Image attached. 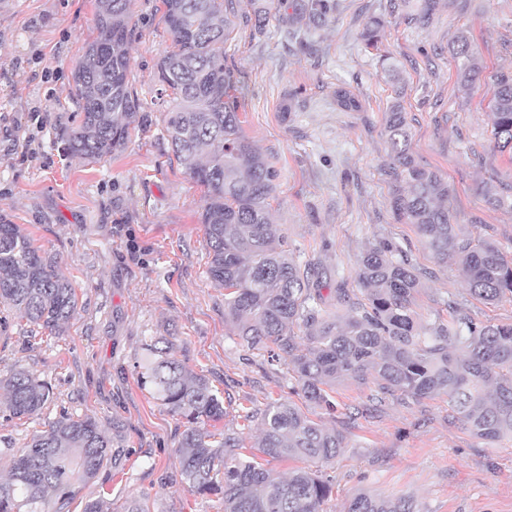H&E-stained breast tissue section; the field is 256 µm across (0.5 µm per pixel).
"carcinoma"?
I'll return each mask as SVG.
<instances>
[{"label":"carcinoma","instance_id":"cac0c4a2","mask_svg":"<svg viewBox=\"0 0 512 512\" xmlns=\"http://www.w3.org/2000/svg\"><path fill=\"white\" fill-rule=\"evenodd\" d=\"M170 50L157 64L160 95H170L165 125L172 155L203 188L199 215L208 250L207 274L224 286V316L252 350L291 368L304 398L332 412L328 389L350 378L373 377L368 409L390 400L419 402L448 395L474 437L512 439V323L474 320L449 299L448 320L440 314L421 321L414 310L420 271L398 243L379 239L359 257L353 281L342 278L323 294L314 264L300 263L273 222L270 198L278 170L246 137L239 117L233 73L224 66L227 21L224 0H162ZM407 20L429 24L442 0H401ZM130 0H97V38L73 64L79 121L65 150L89 160L122 152L142 127L139 99L129 86L130 42L135 23ZM324 20L330 0L300 6ZM384 20L371 18L361 32L365 49L379 50ZM458 87L470 92L493 85L492 150L512 154V71L486 73L469 36H457L451 50ZM389 77L402 80L391 54L380 55ZM336 104L346 112L362 108L344 87ZM384 135L395 186L389 200L395 219L412 225L436 264H455L471 295L484 301L512 300V254L490 239L462 234L455 224L448 181L418 164L400 98L386 109ZM495 208L512 209V195L491 183L480 188ZM0 303L20 312L48 335L63 332L73 317L74 288L56 261L42 256L17 225L0 219ZM304 329L295 334L293 327ZM150 360L140 384L184 430L176 453L179 469L169 480L197 494L224 499V512H324L332 476L298 467L281 477L243 454V441L219 429L224 400L209 381L175 357L170 342L150 341ZM6 411L31 418L50 399V388L20 370L0 380ZM257 447L273 459L330 461L346 447L344 434L328 428L289 400L270 403L260 416ZM129 456L112 447L95 418L62 412L13 453L7 478H0V512H66L87 485ZM347 512H419L413 499L385 501L360 493Z\"/></svg>","mask_w":512,"mask_h":512}]
</instances>
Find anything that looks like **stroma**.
<instances>
[{
	"label": "stroma",
	"instance_id": "1",
	"mask_svg": "<svg viewBox=\"0 0 512 512\" xmlns=\"http://www.w3.org/2000/svg\"><path fill=\"white\" fill-rule=\"evenodd\" d=\"M261 2L259 29L250 0H224V64L247 137L279 172L273 216L299 261L318 263L332 284L353 278L371 242L391 239L427 271L416 297L421 319L453 297L475 320L512 323V301L472 297L457 267L435 266L412 226L393 217L383 133L393 89L360 38L370 17L385 18L380 50L404 72L414 157L454 188L465 235L508 249L512 210L491 207L479 191L490 181L512 195V156L490 146L493 88L460 90L448 47L468 30L488 71H512V0H444L425 28L407 23L396 0H332L328 21L316 24L292 20L301 0ZM131 12L130 82L147 122L122 154L92 161L68 156L64 140L78 110L72 64L97 36L96 0H0V217L57 262L77 298L57 336L0 307V379L27 370L53 392L26 421L8 416L0 391V475L40 422L87 414L132 455L123 473H100L70 512L103 489L114 512L134 497L150 512H224L220 496L168 481L182 426L138 383L144 341L163 338L223 393L225 427H237L242 410L287 399L343 432L336 459L311 465L334 478L325 512H344L361 492L413 498L420 512H512V441L474 438L447 395L408 407L391 401L370 414L369 388L341 380L331 414L304 399L286 365L241 344L224 317V289L206 273L202 190L173 161L163 129L155 73L171 38L161 0H131ZM341 86L360 111L338 108ZM36 110L45 125L32 120Z\"/></svg>",
	"mask_w": 512,
	"mask_h": 512
}]
</instances>
